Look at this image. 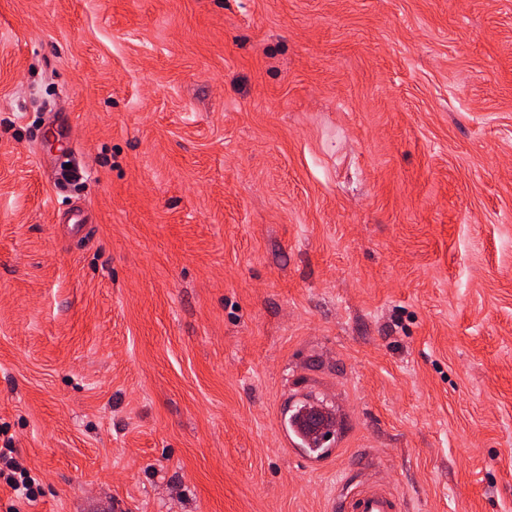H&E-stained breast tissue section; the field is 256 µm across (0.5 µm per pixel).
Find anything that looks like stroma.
Masks as SVG:
<instances>
[{
    "label": "stroma",
    "mask_w": 512,
    "mask_h": 512,
    "mask_svg": "<svg viewBox=\"0 0 512 512\" xmlns=\"http://www.w3.org/2000/svg\"><path fill=\"white\" fill-rule=\"evenodd\" d=\"M0 426L22 512H512V0H0ZM328 417V423L326 427L318 434L308 428L303 424L304 415L300 418L293 420L289 425V430L291 433L297 437L309 448H315L319 444H324L327 439L325 438L328 432L333 433L335 426L334 424V414L328 413V411L323 410ZM15 452V448H12V437L4 439V445L0 448V484L3 479L12 489L18 500H14L15 503L20 504L22 501L31 505L40 495V485L30 471L13 456ZM15 503L8 505L5 512H22ZM404 498L388 484L349 485L336 497L331 511L336 512H402Z\"/></svg>",
    "instance_id": "stroma-1"
}]
</instances>
